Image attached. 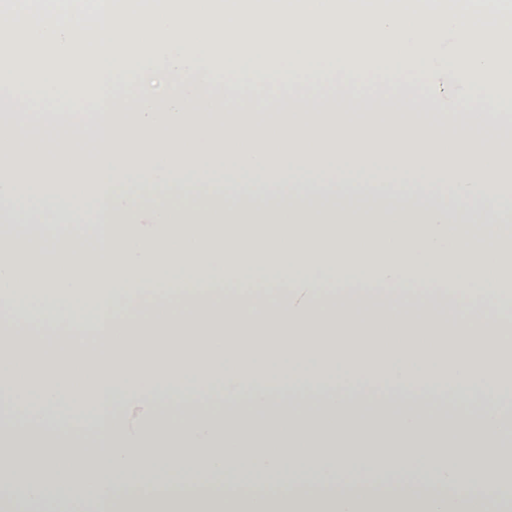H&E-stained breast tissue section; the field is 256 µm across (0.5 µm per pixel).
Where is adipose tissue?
<instances>
[{
	"label": "adipose tissue",
	"mask_w": 512,
	"mask_h": 512,
	"mask_svg": "<svg viewBox=\"0 0 512 512\" xmlns=\"http://www.w3.org/2000/svg\"><path fill=\"white\" fill-rule=\"evenodd\" d=\"M217 185L208 160L34 168L0 177V512L81 499L95 512H512L498 493L512 448L501 360L512 355V208L504 160H388L392 177ZM189 171L182 180L180 171ZM446 184L451 197L437 194ZM94 221L53 257L39 243L61 200ZM183 308L170 315L167 304ZM154 305L147 318L126 316ZM452 305L456 317L439 315ZM101 342L43 357L33 374L12 337ZM242 403L130 430L135 397L205 399L214 378ZM319 390L313 416L272 407L277 388ZM404 403L383 416L340 388ZM95 391L101 454L46 435ZM489 396L471 429L414 411L421 397ZM250 449L242 457V449ZM37 460L29 469L26 458ZM469 493L455 492L460 472Z\"/></svg>",
	"instance_id": "adipose-tissue-1"
}]
</instances>
